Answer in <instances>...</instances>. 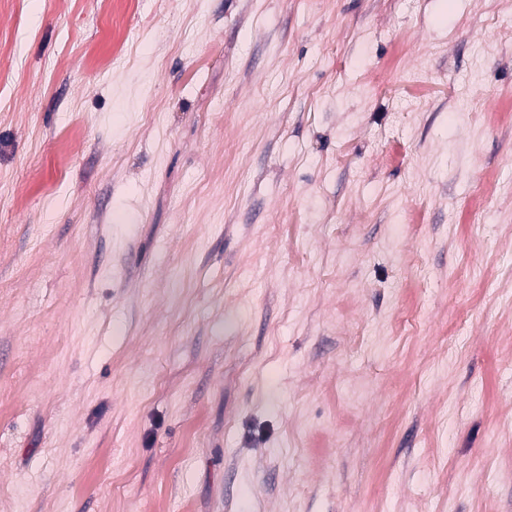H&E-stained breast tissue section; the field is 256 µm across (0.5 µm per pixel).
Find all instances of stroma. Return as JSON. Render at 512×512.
<instances>
[{
    "instance_id": "stroma-1",
    "label": "stroma",
    "mask_w": 512,
    "mask_h": 512,
    "mask_svg": "<svg viewBox=\"0 0 512 512\" xmlns=\"http://www.w3.org/2000/svg\"><path fill=\"white\" fill-rule=\"evenodd\" d=\"M0 512H512V9L0 0Z\"/></svg>"
}]
</instances>
